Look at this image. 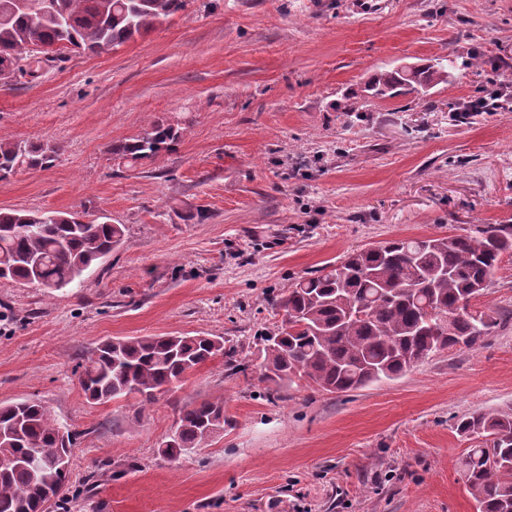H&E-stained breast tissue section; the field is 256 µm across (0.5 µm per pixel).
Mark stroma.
<instances>
[{"mask_svg": "<svg viewBox=\"0 0 512 512\" xmlns=\"http://www.w3.org/2000/svg\"><path fill=\"white\" fill-rule=\"evenodd\" d=\"M479 68L464 67L472 50ZM456 58L450 82L380 99L377 72ZM512 81V0H192L109 53L65 51L0 79V136L50 142L45 170L0 180V208L87 209L125 227L73 287L0 279V403L38 399L76 433L53 512H477L462 418L512 412V253L471 302L501 317L473 348L348 393L270 390L276 300L349 251L512 225V112L453 124L448 105ZM356 97L361 118L339 105ZM162 120L173 150L121 167L113 142ZM223 337L145 404L86 400L100 341ZM223 397L226 424L178 459L180 408Z\"/></svg>", "mask_w": 512, "mask_h": 512, "instance_id": "1", "label": "stroma"}]
</instances>
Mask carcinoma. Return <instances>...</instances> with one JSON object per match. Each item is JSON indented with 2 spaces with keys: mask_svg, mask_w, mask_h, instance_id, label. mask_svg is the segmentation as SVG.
Returning a JSON list of instances; mask_svg holds the SVG:
<instances>
[{
  "mask_svg": "<svg viewBox=\"0 0 512 512\" xmlns=\"http://www.w3.org/2000/svg\"><path fill=\"white\" fill-rule=\"evenodd\" d=\"M191 0H58L62 26L48 15H13L0 22V78L60 48L102 55L185 9ZM455 61L399 69L372 77L375 94L447 83ZM181 132L156 121L111 145L112 160L125 167L170 151ZM58 147L0 138V180L20 168H47ZM124 225L82 220L80 212L0 210V266L7 278L40 288H65L112 252ZM512 252V227L487 225L475 235L390 239L355 250L297 281L280 301V325L261 337L264 377L277 387L306 379L329 393L392 380L435 352L473 348L499 317L470 310L491 281L501 256ZM218 355L232 357L215 336L153 335L108 339L81 364L86 399L101 403L136 395L152 402L191 371ZM224 400H204L179 410L161 454L177 457L224 430ZM466 437L483 438L461 460L478 512H512V412L477 413L457 423ZM75 433L37 399L0 404V512H49L68 490L69 470L58 460ZM33 455L42 478L20 460Z\"/></svg>",
  "mask_w": 512,
  "mask_h": 512,
  "instance_id": "obj_1",
  "label": "carcinoma"
}]
</instances>
